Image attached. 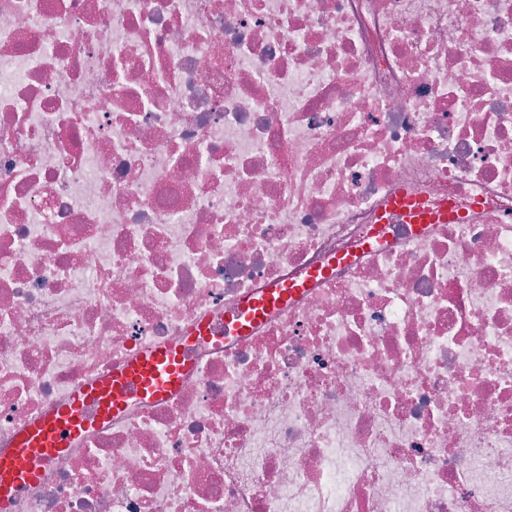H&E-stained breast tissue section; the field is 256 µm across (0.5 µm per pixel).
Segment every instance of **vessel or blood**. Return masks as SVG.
<instances>
[{
	"instance_id": "obj_1",
	"label": "vessel or blood",
	"mask_w": 512,
	"mask_h": 512,
	"mask_svg": "<svg viewBox=\"0 0 512 512\" xmlns=\"http://www.w3.org/2000/svg\"><path fill=\"white\" fill-rule=\"evenodd\" d=\"M391 208L418 229L455 217L452 208L432 211L405 194L395 195ZM325 275V270L317 269L307 279L284 282L248 297L228 315L229 327L234 334L247 335L267 314L287 306L293 297L305 291L310 281ZM209 335L208 323L198 321L188 329L184 344L145 349L94 382L80 386L66 403L23 429L14 447L0 454V512H8L23 488L38 483L46 464L63 458L93 425L112 419L131 402H156L174 394L189 368L185 344Z\"/></svg>"
}]
</instances>
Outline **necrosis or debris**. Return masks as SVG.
Listing matches in <instances>:
<instances>
[{"mask_svg":"<svg viewBox=\"0 0 512 512\" xmlns=\"http://www.w3.org/2000/svg\"><path fill=\"white\" fill-rule=\"evenodd\" d=\"M328 265L11 512H512V0H0V453ZM391 209L403 214L409 224H413L416 229H420L424 224H430L435 221L453 220L455 213L450 207H443L438 211H431L413 198L405 194H397L391 202ZM330 273L329 269L311 271L303 280L280 283L248 297L240 306L227 316V323L236 335H247L267 314L283 308L297 294L302 293L311 282Z\"/></svg>","mask_w":512,"mask_h":512,"instance_id":"1","label":"necrosis or debris"}]
</instances>
